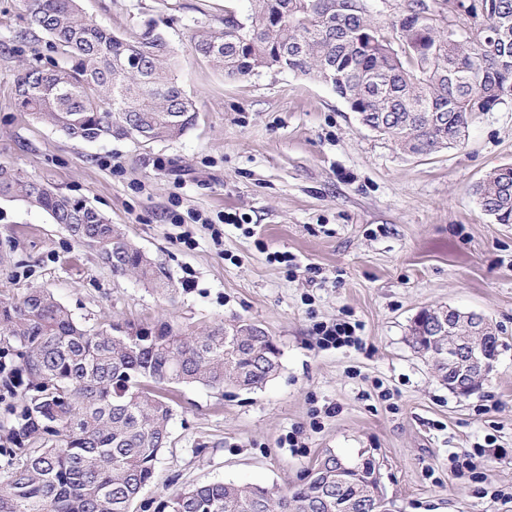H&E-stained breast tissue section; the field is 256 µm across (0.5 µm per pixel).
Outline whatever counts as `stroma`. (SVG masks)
I'll list each match as a JSON object with an SVG mask.
<instances>
[{"label":"stroma","instance_id":"1","mask_svg":"<svg viewBox=\"0 0 512 512\" xmlns=\"http://www.w3.org/2000/svg\"><path fill=\"white\" fill-rule=\"evenodd\" d=\"M81 6L123 37L159 24L184 57L178 83L196 104L195 125L171 141L87 143L23 112L20 66L57 55L19 0H0V164L123 225L176 292L115 275L47 212L5 200L0 291L46 289L89 326L249 320L281 351L263 387L172 390L171 443L140 503L202 482L296 487L331 451L379 462L397 512H512L491 498L512 492V224L496 223L472 193L512 164V101L479 115L462 147L406 155L319 82L276 69L230 80L194 58V31L222 29L247 0ZM274 252L319 276H291ZM440 305L499 330L496 368L466 398L409 340L414 317ZM339 319L361 344L319 348L314 324ZM292 434L300 447H289ZM479 445L500 457L456 470L453 455Z\"/></svg>","mask_w":512,"mask_h":512}]
</instances>
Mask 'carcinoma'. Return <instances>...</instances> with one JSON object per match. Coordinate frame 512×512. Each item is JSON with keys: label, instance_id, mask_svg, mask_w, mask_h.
<instances>
[{"label": "carcinoma", "instance_id": "1", "mask_svg": "<svg viewBox=\"0 0 512 512\" xmlns=\"http://www.w3.org/2000/svg\"><path fill=\"white\" fill-rule=\"evenodd\" d=\"M20 2L65 60L23 68L22 110L84 142L172 140L193 126L195 104L176 77L182 55L157 23L121 37L88 18L80 0ZM248 2L224 30L198 29L193 53L228 79L272 68L309 76L406 154L463 146L479 114L512 100V0H406L385 24L368 0ZM473 194L497 223L512 224V164L487 172ZM2 199L44 210L113 273L176 291L164 266L86 201L0 165ZM255 326L90 328L45 290L1 295L0 512H136L171 443L170 388L255 389L279 370L274 338L254 335ZM238 336L253 343L231 357ZM375 490L355 472L338 488L315 472L286 490L211 482L163 495L156 512H336L338 501L370 512Z\"/></svg>", "mask_w": 512, "mask_h": 512}]
</instances>
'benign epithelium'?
Returning a JSON list of instances; mask_svg holds the SVG:
<instances>
[{
    "instance_id": "1",
    "label": "benign epithelium",
    "mask_w": 512,
    "mask_h": 512,
    "mask_svg": "<svg viewBox=\"0 0 512 512\" xmlns=\"http://www.w3.org/2000/svg\"><path fill=\"white\" fill-rule=\"evenodd\" d=\"M429 324V356L448 364V386L461 396L479 390L495 367L497 356H488L482 342L492 333L491 323L482 315L439 307Z\"/></svg>"
}]
</instances>
